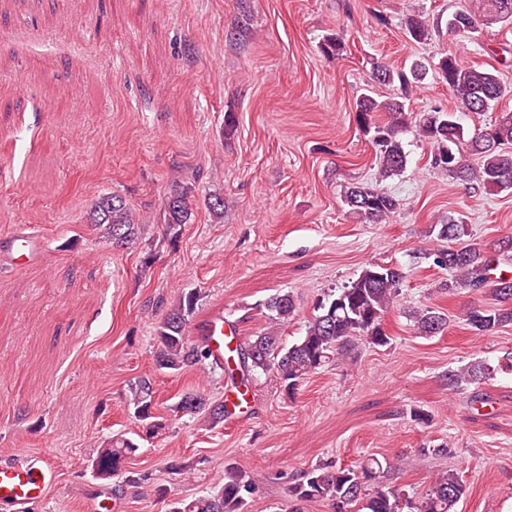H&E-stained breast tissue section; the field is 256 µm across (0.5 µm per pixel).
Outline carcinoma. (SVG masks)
<instances>
[{
    "mask_svg": "<svg viewBox=\"0 0 512 512\" xmlns=\"http://www.w3.org/2000/svg\"><path fill=\"white\" fill-rule=\"evenodd\" d=\"M483 12L456 11L448 19V31L458 38L475 32L480 20H512V0H482ZM406 35L415 43L428 40L429 25L420 16L406 20ZM439 78L448 86L457 102L455 110H432L416 123V131L431 146L430 164L443 173L461 181L477 182L485 192L496 194L512 189V112H505L493 124L473 133L465 132L460 123V112H486L507 94V88L497 74L489 69L465 64L449 52L436 64ZM426 73V67L414 62L409 70H394L380 62L372 69L373 81L379 85L398 84L400 95L378 100L369 94L356 102L357 121L371 135L379 154L381 177L402 172L407 165L401 135L409 127L410 113L406 100L413 84ZM383 112L387 120L379 122L376 113ZM343 200L349 211L368 224H379L399 207L398 200L378 189L354 186ZM193 209L188 192L173 190L164 202V221L169 233L177 236L184 224L190 223ZM89 223L100 231L113 248L125 249L143 232L126 201L119 195L103 194L95 201ZM437 237L448 242L432 254V264L448 271V279L441 288L448 294L459 289L473 292L490 288L492 306H474L465 312L464 321L478 335H490L499 328L512 325V278H504L490 264L499 259L476 244L462 246L463 254L455 255L450 246L465 236L461 219L448 218L436 225ZM404 279L402 268L387 263H370L358 276L339 289H333L318 300L316 314L308 320L304 334L295 342L285 344L279 329L288 323L297 311L292 292H277L264 303L269 327L267 332L252 341L230 350L225 363L228 375L239 372L247 380L257 373L274 371L288 395L295 394L301 381L315 373L338 355H346L359 341L385 346L390 336L384 317L400 295ZM199 295L195 291L181 294L158 323L154 365L158 370L179 371L186 366L200 364L208 359V351L190 342L188 325L196 312ZM413 326L421 336L433 337L448 328V313L441 308H420L412 314ZM512 370V355L497 364L478 360L459 369L448 371V386L464 390L490 379L497 371ZM129 404L134 416L147 423L153 433L164 428L154 415L152 382L142 378L130 387ZM184 415L206 414L211 424L224 421L225 403H212L202 393H184L174 408ZM138 444L124 434L112 437L106 447L98 450L92 459V470L100 479L124 476L126 464L137 451ZM384 471L382 461L368 456L359 465L337 463L317 465L303 472L289 495L294 501L292 512H304L303 504L328 501L335 512H458L457 505L466 492L462 475L448 469L437 475L430 488L420 496L393 486L365 493L363 488L376 481ZM255 492V482L237 467L224 469V485L219 494L171 503L169 512H243L247 499Z\"/></svg>",
    "mask_w": 512,
    "mask_h": 512,
    "instance_id": "carcinoma-1",
    "label": "carcinoma"
}]
</instances>
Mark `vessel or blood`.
Wrapping results in <instances>:
<instances>
[{
	"label": "vessel or blood",
	"mask_w": 512,
	"mask_h": 512,
	"mask_svg": "<svg viewBox=\"0 0 512 512\" xmlns=\"http://www.w3.org/2000/svg\"><path fill=\"white\" fill-rule=\"evenodd\" d=\"M42 258L40 238L26 228H17L11 236L0 239V264L10 270L37 265ZM196 333L201 344L210 350V364L223 365L224 346L234 340L223 317L208 318ZM53 482L54 472L41 456L24 452L18 459L0 461V505L10 506L14 512H26L28 505L45 500Z\"/></svg>",
	"instance_id": "b4317fda"
}]
</instances>
